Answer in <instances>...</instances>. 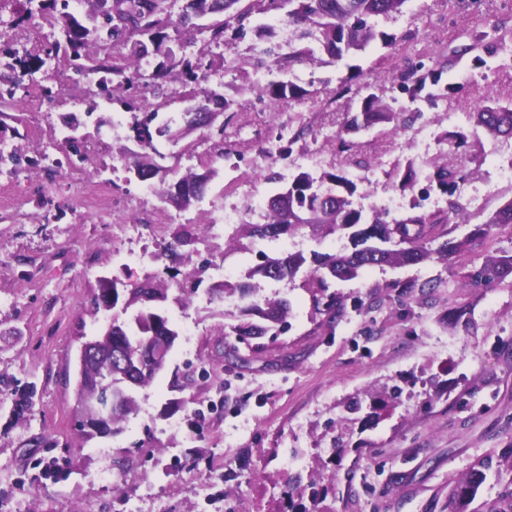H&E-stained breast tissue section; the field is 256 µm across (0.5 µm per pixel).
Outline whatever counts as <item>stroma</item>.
Wrapping results in <instances>:
<instances>
[{
    "mask_svg": "<svg viewBox=\"0 0 512 512\" xmlns=\"http://www.w3.org/2000/svg\"><path fill=\"white\" fill-rule=\"evenodd\" d=\"M25 8V0H12L0 12L8 25L0 39L2 90L11 88L14 56L37 52L52 32L43 18L24 21ZM376 28L392 44L378 39L335 64L295 65L290 79L307 96L287 99L271 112L251 109L259 96L249 79L259 40L250 34L221 46L227 69L208 85L244 105L226 127L228 159H191L193 134L175 145L157 141L165 165L218 171L203 202L186 210L139 195L140 183L129 179L120 154L128 141L110 131L120 104L90 110L86 80L63 57L47 60L34 75L58 92L50 111L32 110L23 90L0 103L8 115L4 135L23 158L14 169L0 167V195L11 199L0 206V379L37 381L29 424H11L8 411H0V512H116L121 497L136 499L141 512H241L253 505L257 473L269 476L267 493L280 498L275 477L294 454L301 465L321 469L329 512H448L449 483L476 459L512 448V276L491 284L469 278L486 256L512 250V225L485 235L474 231L512 200V183L491 168L492 154L512 156V138L494 141L447 119L491 99L512 101V0H408L402 13L378 18ZM435 69L442 72L440 84L412 98L415 80ZM370 93L393 109L415 113V120L395 132L385 124L353 135L347 153L322 145L323 134H338ZM74 118L86 140L82 176L71 177L66 146L57 142L52 147L59 172L48 177L36 164L45 136ZM291 124L308 127V135L290 145L285 163L271 162L263 153L268 137ZM428 132L467 136L453 156L462 180L452 197L469 206L477 190L482 203L471 208L466 223L449 219L447 208L432 211L434 236L467 240L464 254L370 268L353 281L328 280L323 291L304 288L299 276L266 283L267 296L292 302L288 330L252 339L248 365L225 367L218 377L183 390L171 388L173 371L215 358L219 330L232 323L236 307L202 296L186 306L167 301L180 336L165 370L137 393L136 412L113 436L76 431L77 353L84 336L96 330L86 301L100 275L124 280L156 273L165 279L188 275L207 260L223 264L225 280L234 282L264 253L352 250L350 239L337 234L319 245L284 235L263 242L257 253L244 238L229 250L202 221L234 206L244 220L260 222L251 195L269 197L267 172L285 166L316 174L343 167L346 175L360 177L354 200L370 210L406 165H413L419 186L428 184L436 157L416 144ZM317 151L321 162L309 163ZM381 160L387 163L382 184L365 182ZM100 179L109 180L113 198L103 214L85 193L86 182ZM161 214L169 222L160 234L143 232L128 245L143 253L142 262L125 265L120 255L128 246L113 240L110 225ZM181 228L197 241L170 252ZM428 280L435 290L425 296L419 286ZM324 292L346 311L333 326L316 302ZM387 383L403 388L401 403L387 408L378 424L355 426L340 457L320 465L318 453L330 448L335 435L327 423L340 404L356 395H381ZM201 401L211 407L201 429H173V421ZM40 436L53 439L54 447H34L32 438ZM147 479L155 486L148 498L142 495Z\"/></svg>",
    "mask_w": 512,
    "mask_h": 512,
    "instance_id": "35a3bbf8",
    "label": "stroma"
}]
</instances>
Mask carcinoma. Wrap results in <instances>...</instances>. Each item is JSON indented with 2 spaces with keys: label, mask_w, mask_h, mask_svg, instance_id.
<instances>
[{
  "label": "carcinoma",
  "mask_w": 512,
  "mask_h": 512,
  "mask_svg": "<svg viewBox=\"0 0 512 512\" xmlns=\"http://www.w3.org/2000/svg\"><path fill=\"white\" fill-rule=\"evenodd\" d=\"M241 2L243 0H182L181 12L175 20L170 0H112V10L92 23L95 0H83L88 9L82 22L67 11V0H38L39 11L50 12L54 24L60 27L62 38L49 43L41 56L27 54L17 59L13 64L17 75L6 94L12 97L24 88L25 77L40 70L45 59L63 55L74 72L96 77L99 90L112 97V102L120 103L130 112L141 109V115L134 119L127 136L137 149H122L128 171L144 182L160 178L162 203L178 209L196 206L203 201L206 187L217 176V171L198 174L188 169L182 173L162 167L158 159L163 154L155 138L176 144L185 133L193 130L224 132L226 122H217L220 113L210 108L215 92L209 88L196 91L194 87L201 84L206 73L224 70L226 64L223 60L215 62L204 52L193 58L176 57L169 46L172 41L169 30L192 28L198 20L222 15V22L209 27V44L219 47L232 23L244 27V21L253 12L267 16L284 14L296 27L299 44L287 53L266 48L254 58V65L279 75L259 93L275 106L284 99L307 94L285 78L295 63L315 65L323 62L324 55L337 63L352 52L364 50L377 38L369 20L401 13L408 0H252L246 7L241 6ZM141 55L152 60L151 69L143 74L132 70L130 65L133 58ZM171 84L191 88L183 95L187 106L180 125L173 118L158 121V109L139 100L140 86L149 85L159 90ZM467 118L468 124L493 138H512V104L490 102L468 113ZM412 119L413 114L394 112L377 95L368 94L361 99L357 112L338 136L340 150L348 151L354 146L353 141L346 139L350 134L369 131L381 122L393 124L396 130ZM433 179L438 189L446 194L448 186L456 185L460 175L454 167L444 163L437 167ZM266 180L277 185V189L265 203L263 221L237 225L233 237L244 236L255 245L282 234L306 230L312 240L320 243L329 235L348 230L353 250L332 254L314 250L309 266L301 253L288 252L272 257L262 251V262L251 268L245 279L234 283L226 281L207 291L212 303L222 302L227 296H235L241 302L238 322L220 328L224 341L216 355L217 360L240 367L248 363V358L230 338L246 341L267 334L275 337L286 332L289 326L290 300L263 294L261 282L292 280L301 271L306 280L322 285L329 277L350 281L368 268L418 265L432 255L425 233L426 225L433 223L431 215L421 213L389 223L374 209L367 218L362 211L351 207L350 198L358 192V184L339 171H324L318 175L300 171L285 185L278 184L273 173L268 174ZM500 224H512V200L493 213L478 232L486 234ZM511 275L512 255H489L470 278L475 282L492 283ZM168 291V286L161 284L156 276L133 282L99 277L98 288L90 298L93 314L106 315L110 308L119 306L126 318H116L100 327L94 337L99 359L78 370L74 417L80 428H85L84 421L91 418L86 399L98 392L107 368H112V381L120 388L117 393L120 407L112 417L114 435L121 432L122 424L136 411V393L151 386L164 370L179 336L161 306L168 299ZM109 296L112 297L110 303L107 302ZM198 375L205 378L210 371L202 365L197 374L189 371L176 374L172 387L183 390L194 384ZM36 393L34 382L17 384L9 397L0 398V407L9 402L10 415L17 421L26 420L32 415ZM377 409L379 405L374 402L366 405L364 400L353 398L344 405L343 421L365 423ZM492 465V456L483 457L453 484L448 495V512H471L469 506ZM324 496L326 491L318 488L312 479L304 485L289 481L277 512H311L303 504L304 499L315 502ZM481 512H512V481L505 484L494 499L485 502Z\"/></svg>",
  "instance_id": "obj_1"
}]
</instances>
